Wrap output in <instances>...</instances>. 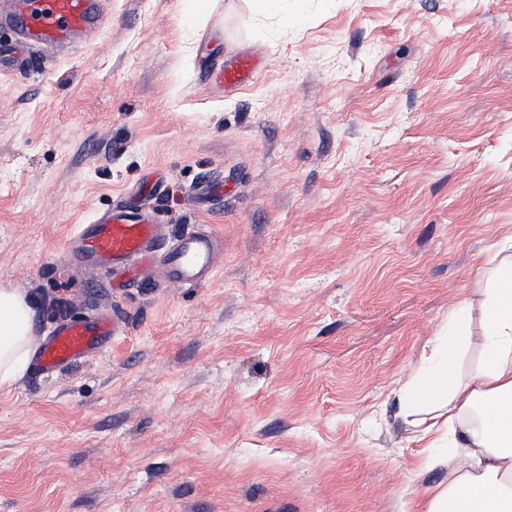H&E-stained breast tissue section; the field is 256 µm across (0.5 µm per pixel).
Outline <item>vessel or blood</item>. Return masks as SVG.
Returning <instances> with one entry per match:
<instances>
[{
	"label": "vessel or blood",
	"mask_w": 512,
	"mask_h": 512,
	"mask_svg": "<svg viewBox=\"0 0 512 512\" xmlns=\"http://www.w3.org/2000/svg\"><path fill=\"white\" fill-rule=\"evenodd\" d=\"M0 21L15 36L14 50L36 52L45 59L75 35L96 36L110 22L101 0H4ZM257 74L254 56L242 49L227 60L216 77L238 89ZM162 226L145 205H116L92 223L80 225L64 250L75 256L85 274L107 273L114 288H130L147 273L159 271L169 285H193L212 278L224 256V242L206 228L186 231L173 243L162 244ZM116 312L103 309L90 317L56 324L40 346L33 363L36 377H49L78 362L102 354L121 333Z\"/></svg>",
	"instance_id": "1"
}]
</instances>
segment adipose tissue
I'll return each mask as SVG.
<instances>
[{
    "mask_svg": "<svg viewBox=\"0 0 512 512\" xmlns=\"http://www.w3.org/2000/svg\"><path fill=\"white\" fill-rule=\"evenodd\" d=\"M480 289L484 334L477 364L458 375L455 354L433 346L429 387L399 398L428 453L413 474L444 469L412 512H512V264L493 270ZM34 311L25 296L0 288V384L24 370L32 349Z\"/></svg>",
    "mask_w": 512,
    "mask_h": 512,
    "instance_id": "1",
    "label": "adipose tissue"
}]
</instances>
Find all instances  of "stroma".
<instances>
[{"label": "stroma", "mask_w": 512, "mask_h": 512, "mask_svg": "<svg viewBox=\"0 0 512 512\" xmlns=\"http://www.w3.org/2000/svg\"><path fill=\"white\" fill-rule=\"evenodd\" d=\"M42 79L0 61V287L34 338L111 307L104 355L0 386V512H407L398 415L512 239V0H107ZM254 82H203L239 48ZM200 286L113 293L63 254L148 175ZM210 179L223 197L195 199Z\"/></svg>", "instance_id": "stroma-1"}]
</instances>
